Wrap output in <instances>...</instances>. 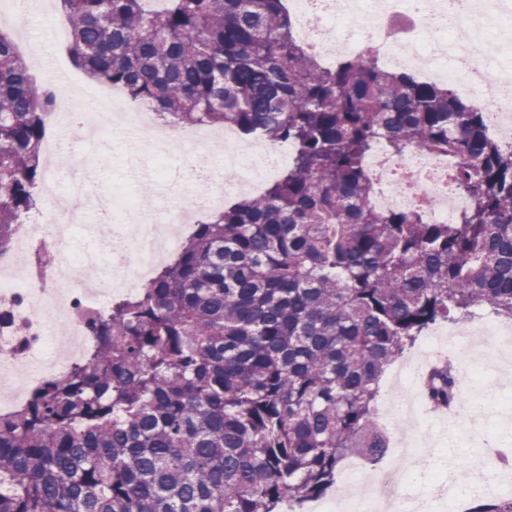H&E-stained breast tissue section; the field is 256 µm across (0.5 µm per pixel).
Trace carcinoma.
I'll list each match as a JSON object with an SVG mask.
<instances>
[{"instance_id": "carcinoma-1", "label": "carcinoma", "mask_w": 512, "mask_h": 512, "mask_svg": "<svg viewBox=\"0 0 512 512\" xmlns=\"http://www.w3.org/2000/svg\"><path fill=\"white\" fill-rule=\"evenodd\" d=\"M60 0L72 64L170 123L293 149L261 194L197 222L171 265L88 321L92 346L0 415V512H274L379 462L378 381L432 325L512 318V145L449 86L297 40L285 0ZM37 83L0 33V256L44 178ZM380 141L457 161L453 224L369 205ZM429 403L460 398L451 362ZM470 512H512V496Z\"/></svg>"}]
</instances>
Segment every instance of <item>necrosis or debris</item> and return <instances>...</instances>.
Segmentation results:
<instances>
[{
    "label": "necrosis or debris",
    "mask_w": 512,
    "mask_h": 512,
    "mask_svg": "<svg viewBox=\"0 0 512 512\" xmlns=\"http://www.w3.org/2000/svg\"><path fill=\"white\" fill-rule=\"evenodd\" d=\"M288 9L299 41L324 61L348 56L448 84L486 113L502 142L512 144V44L500 39L512 27V0H288ZM54 119L83 137L110 131L133 155L144 145L160 150L176 145L191 161L195 185L203 181L211 189L201 194L195 185L184 188L161 215L140 201L133 230L113 225L97 237L102 251L78 263L71 258L75 211L55 210L42 223L22 225L19 244L28 265L17 268L0 259V305L12 309L15 318L14 326L0 329V374L16 380L0 390L2 414L27 402L34 389L79 359L90 342L89 318L106 308L112 294L138 292L165 254L177 248L173 235L160 236L159 224L172 231L184 227L196 212L219 206L224 197L257 190L291 160L289 145L247 142L230 128L200 126L169 136L154 126L151 113L134 111L116 93L98 95L85 109L66 102ZM217 139L224 142L220 165L208 150ZM450 166L447 156L425 148L393 154L378 143L367 159L377 185L371 204L390 211L422 208L430 223H454L472 201L450 180ZM102 262L107 273L85 280L84 269ZM487 342L511 351L512 325L477 312L465 322L435 328L427 355L433 358L451 347L472 354ZM377 413L389 426L403 420L415 426L402 452L405 460H416L420 436L429 429L423 409L393 398L382 400ZM436 499L454 512L457 498L448 492L447 473H429L409 487L402 470L390 468L371 483L351 485L341 499L317 506L316 512H428Z\"/></svg>",
    "instance_id": "4bbe7bcc"
}]
</instances>
